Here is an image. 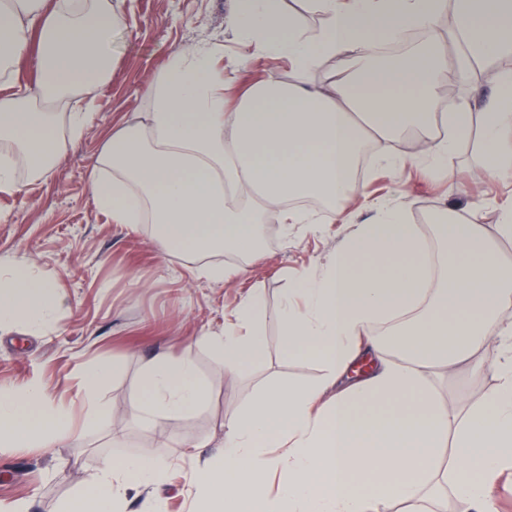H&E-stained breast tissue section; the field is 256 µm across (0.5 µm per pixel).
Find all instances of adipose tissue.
I'll use <instances>...</instances> for the list:
<instances>
[{
	"label": "adipose tissue",
	"mask_w": 512,
	"mask_h": 512,
	"mask_svg": "<svg viewBox=\"0 0 512 512\" xmlns=\"http://www.w3.org/2000/svg\"><path fill=\"white\" fill-rule=\"evenodd\" d=\"M321 15L301 27L274 0H233L229 24L258 51L288 62V77L250 85L226 107L215 48H178L147 90L145 122H126L96 160L90 191L114 224L153 225L166 249L246 255L258 248L260 211L241 198L282 204L285 224L318 223L291 200L324 201L330 223L350 225L340 248L289 290L279 322L289 356L324 370L309 385H272L224 422L223 449L196 465L189 512H419L428 485L450 487L461 512H495L491 482L512 466V263L482 225L451 210L435 220L446 277L425 276L417 229L397 207L379 206L356 224L345 208L358 191L354 166L369 143L380 166L402 168L400 132L422 140L416 165L447 169L472 129L480 131L485 178L512 180V0H304ZM456 28L399 68L377 61L381 45L411 30L433 31L444 12ZM120 14L112 0H0V193L51 174L81 140L99 90L111 82ZM462 81L492 66L497 83L480 105L443 110L447 49ZM36 60L32 80L20 67ZM329 70H321L323 62ZM58 321L57 284L26 263L0 267V325ZM394 321L388 341L373 323ZM224 371L240 374L260 356L259 309L245 296L222 334H205ZM371 349L365 378L343 386L348 365ZM397 350L390 359L389 350ZM490 358L498 386L452 413L432 375L471 355ZM120 370L101 362L83 381V421L100 414L98 393ZM136 411L172 422L193 414L211 387L191 354L155 355L141 368ZM71 409L34 383L0 397V447H54L76 431ZM451 451L450 468L437 461ZM176 463L131 456L98 467L62 512H127L131 493L167 483Z\"/></svg>",
	"instance_id": "adipose-tissue-1"
}]
</instances>
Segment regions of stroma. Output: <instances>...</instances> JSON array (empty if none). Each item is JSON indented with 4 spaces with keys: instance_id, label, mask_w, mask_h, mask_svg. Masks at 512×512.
<instances>
[{
    "instance_id": "obj_1",
    "label": "stroma",
    "mask_w": 512,
    "mask_h": 512,
    "mask_svg": "<svg viewBox=\"0 0 512 512\" xmlns=\"http://www.w3.org/2000/svg\"><path fill=\"white\" fill-rule=\"evenodd\" d=\"M121 7L112 80L97 95L88 133L67 147L48 181L0 194V264L25 261L54 279L61 315L53 327L17 323L0 329V392L38 382L77 415L85 371L100 361L121 366L99 392V425L79 429L53 448H0V505L21 503L27 512H59L98 464L131 455L178 460L182 467L166 485L133 499L129 512H185L194 467L185 456L189 444L202 443V456L215 453L225 416L251 403L260 386L312 384L321 377L319 364L285 355L278 312L288 288L321 267L349 231L324 220L287 226L277 207H266L259 252L211 256V263L237 271L212 281L196 274L201 258L166 252L151 225L114 224L99 212L89 191L97 156L120 124L144 121L151 106L146 89L176 49L204 44L223 50L229 93L256 78L288 74L283 59L253 57L236 41L228 26L231 0H123ZM482 167L479 149L462 147L447 170L430 176L415 167H372L350 204L354 222L370 221L377 204L388 203L431 241L434 216L451 207L474 211L495 237L499 209L512 202V182L487 181ZM249 292L260 306L262 356L245 374L228 376L201 337L221 332L225 314ZM187 350L211 384L208 402L177 423L142 419L135 410L141 362L159 352L176 358ZM481 360L477 354L443 371L435 383L442 406L475 405L496 387L494 369L481 367Z\"/></svg>"
}]
</instances>
